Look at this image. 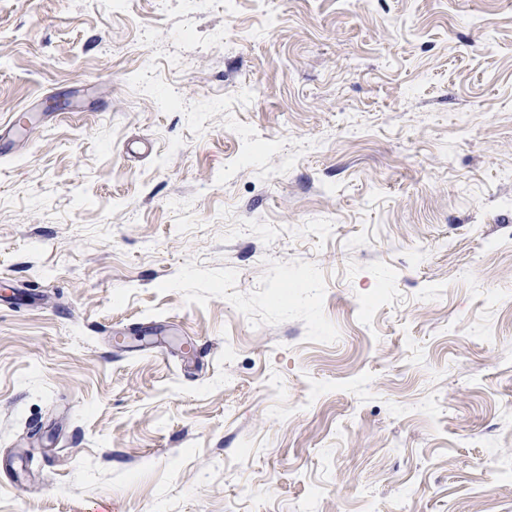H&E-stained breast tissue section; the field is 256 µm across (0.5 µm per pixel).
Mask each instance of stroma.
I'll use <instances>...</instances> for the list:
<instances>
[{
  "mask_svg": "<svg viewBox=\"0 0 512 512\" xmlns=\"http://www.w3.org/2000/svg\"><path fill=\"white\" fill-rule=\"evenodd\" d=\"M102 501L512 512V0H0V512Z\"/></svg>",
  "mask_w": 512,
  "mask_h": 512,
  "instance_id": "35a3bbf8",
  "label": "stroma"
}]
</instances>
